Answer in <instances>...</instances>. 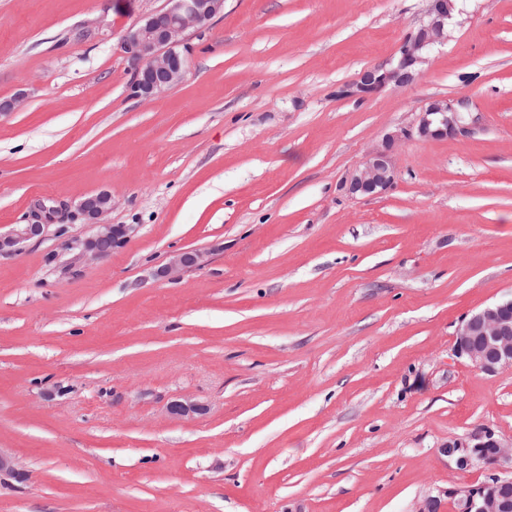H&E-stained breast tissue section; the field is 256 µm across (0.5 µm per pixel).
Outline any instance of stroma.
Segmentation results:
<instances>
[{"label": "stroma", "mask_w": 512, "mask_h": 512, "mask_svg": "<svg viewBox=\"0 0 512 512\" xmlns=\"http://www.w3.org/2000/svg\"><path fill=\"white\" fill-rule=\"evenodd\" d=\"M166 4L0 0V233L101 191L133 227L80 264L79 218L0 255V512H418L483 481L444 449L512 444V371L455 353L512 296V0H455L413 83L364 100L335 91L427 0H224L183 81L133 96L120 42ZM438 99L463 131L348 194ZM201 259V254L193 251H185L177 254L166 266L160 269L159 274L162 277H171L187 268L197 266Z\"/></svg>", "instance_id": "obj_1"}]
</instances>
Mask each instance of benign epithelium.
<instances>
[{"label":"benign epithelium","instance_id":"1","mask_svg":"<svg viewBox=\"0 0 512 512\" xmlns=\"http://www.w3.org/2000/svg\"><path fill=\"white\" fill-rule=\"evenodd\" d=\"M171 6L149 14L136 28L127 32L122 51L138 63L131 83L133 94L150 98L182 82L187 71L186 41L191 29H202L224 9V0H168ZM427 21L407 37L400 56L365 70L357 79L336 90L340 98H367L389 86L411 84L417 66L434 46L447 39L448 20L455 9L454 0H428ZM464 116L455 104L446 100L431 102L418 123L399 134L386 136L382 147L370 152L347 183L352 195L377 196L390 187L396 177L392 149L396 141L417 136L442 138L463 129ZM112 194L102 191L80 201L78 212L98 226V232L81 244L77 262L104 257L101 243L112 247L126 242L129 228L123 224H105L104 215L112 209ZM59 209L43 202L34 212V222L17 224L0 234V253L17 252L21 245L40 236L53 222ZM201 254L185 251L177 254L159 275L171 277L199 264ZM456 354L466 358L476 369L498 375L512 370V298L487 306L464 318L456 332ZM456 459L460 468L484 463L495 469L484 481L448 490V507L455 512H512V475L498 471L512 464V448L504 447L491 431L474 436L473 443L450 442L443 449Z\"/></svg>","mask_w":512,"mask_h":512}]
</instances>
